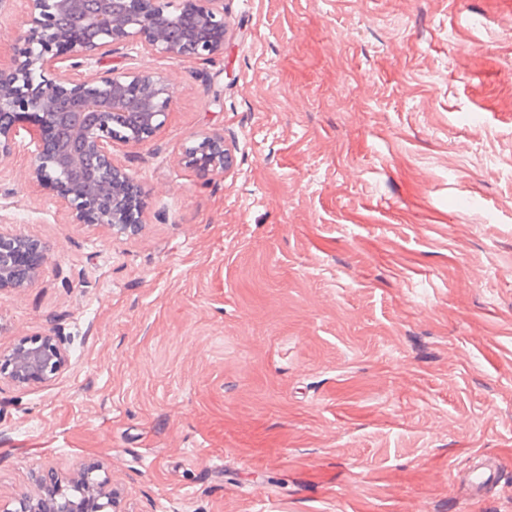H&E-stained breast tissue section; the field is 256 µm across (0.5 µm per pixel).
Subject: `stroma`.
I'll return each mask as SVG.
<instances>
[{"label": "stroma", "mask_w": 512, "mask_h": 512, "mask_svg": "<svg viewBox=\"0 0 512 512\" xmlns=\"http://www.w3.org/2000/svg\"><path fill=\"white\" fill-rule=\"evenodd\" d=\"M213 61L112 157L142 222L78 224L0 162V225L45 248L0 290V503L103 466L117 512H512V0H224ZM233 155L202 177L183 149ZM502 476L479 500L457 474ZM183 153L189 166L207 175L224 170L232 162V156L224 148V138L220 135L202 136L186 146ZM8 378L18 386L45 383L68 364L63 344L53 336L20 342L9 354L0 355Z\"/></svg>", "instance_id": "35a3bbf8"}]
</instances>
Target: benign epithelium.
<instances>
[{"instance_id": "1", "label": "benign epithelium", "mask_w": 512, "mask_h": 512, "mask_svg": "<svg viewBox=\"0 0 512 512\" xmlns=\"http://www.w3.org/2000/svg\"><path fill=\"white\" fill-rule=\"evenodd\" d=\"M27 19L16 34L18 48L0 65V160L14 153L17 125L30 119L39 130L30 175L57 205L80 224H106L121 233L134 228L139 183L112 160V144L138 147L163 126L173 98L156 72L95 69L117 45H138L151 55L209 61L224 46V0H26ZM70 63L58 66L60 52ZM141 112L130 132L116 137L114 118L127 114L129 100ZM185 162L204 174L232 162L224 137L202 136L184 149ZM43 248L37 240L0 226V290L20 288L40 273ZM18 386L45 383L68 364L53 336L20 342L0 355ZM77 501L22 499L0 512H109L110 478L83 469Z\"/></svg>"}]
</instances>
